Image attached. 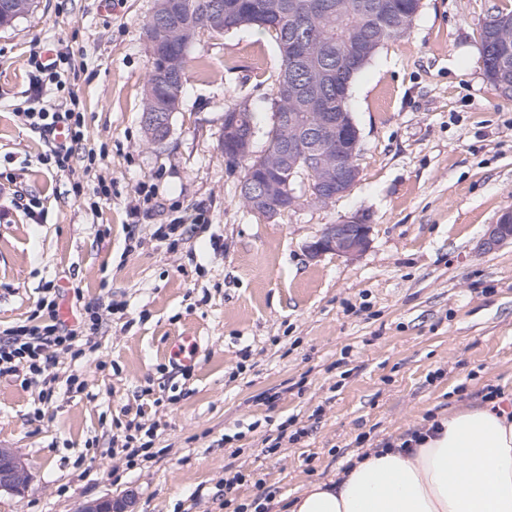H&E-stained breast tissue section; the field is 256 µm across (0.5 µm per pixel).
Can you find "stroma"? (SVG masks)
<instances>
[{
  "mask_svg": "<svg viewBox=\"0 0 512 512\" xmlns=\"http://www.w3.org/2000/svg\"><path fill=\"white\" fill-rule=\"evenodd\" d=\"M512 0H422L401 38L357 76L349 107L360 133L358 182L326 205L267 219L238 195L240 168L219 146L225 112L246 102L272 121L280 69L254 28L202 32L168 137L142 121L154 0H35L0 29V331L27 319L45 282L66 276L84 301L122 305L90 339L98 349L54 367L55 394L0 377V448L30 474L0 512H78L129 501L128 512H270L351 459L422 428L427 415L512 399V243L482 242L512 209V97L484 75L480 33ZM75 69L42 101L77 97L101 153L87 178L112 185L91 207L75 177L42 165L47 147L21 124L29 59L44 50ZM152 187L138 224L128 211ZM39 199L40 222L21 201ZM368 213L356 259L311 257L325 225ZM180 217L167 247L157 225ZM198 340L190 377L170 356ZM78 390H68L69 375ZM154 429L153 457L128 460L127 413Z\"/></svg>",
  "mask_w": 512,
  "mask_h": 512,
  "instance_id": "1",
  "label": "stroma"
}]
</instances>
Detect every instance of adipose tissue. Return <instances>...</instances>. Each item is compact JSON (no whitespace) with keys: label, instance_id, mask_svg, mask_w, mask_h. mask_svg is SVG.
Here are the masks:
<instances>
[{"label":"adipose tissue","instance_id":"ef3b65f1","mask_svg":"<svg viewBox=\"0 0 512 512\" xmlns=\"http://www.w3.org/2000/svg\"><path fill=\"white\" fill-rule=\"evenodd\" d=\"M289 512H512V408L487 403L440 417L414 454L353 460Z\"/></svg>","mask_w":512,"mask_h":512}]
</instances>
